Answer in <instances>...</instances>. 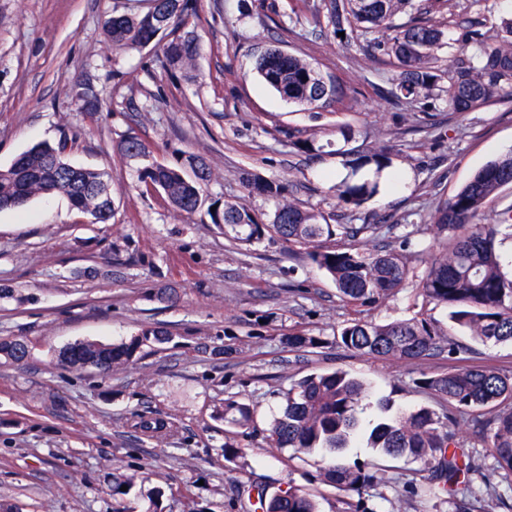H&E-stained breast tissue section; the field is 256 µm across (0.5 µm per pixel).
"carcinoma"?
<instances>
[{"label": "carcinoma", "instance_id": "1", "mask_svg": "<svg viewBox=\"0 0 512 512\" xmlns=\"http://www.w3.org/2000/svg\"><path fill=\"white\" fill-rule=\"evenodd\" d=\"M311 15L337 34L361 31L378 37L364 48L369 56L386 55L399 68L390 94L414 103L431 91L439 80L437 51L444 45L445 31L429 16L430 5L416 0H309ZM193 0H150L147 11L113 16L105 34L112 47L161 52L168 67L189 70L199 51L194 33L183 31ZM414 17L406 26L394 18L406 11ZM465 55L453 60L454 76L448 85V107L469 112L476 106L512 97V16L501 20L490 38L469 25L460 35ZM256 71L265 85L290 104L308 110L321 109L341 99L336 84L308 60L276 45L256 55ZM67 145L38 143L0 168V209L23 207L31 198L63 194L82 215L98 223L108 222L114 206L106 205L97 189L109 184L107 174L78 167L65 158ZM116 149L126 159L145 161L138 180L147 192L160 194L179 213L192 214L203 203V190L212 179L205 159L189 155L184 160L162 164L149 162L147 145L128 135ZM390 164L385 149L357 154L349 160L348 178L336 185V195L346 206L360 207L379 192L380 184L359 176L367 169L380 173ZM251 191L279 199L270 222L259 219L241 202L216 205L212 223L224 225V235L245 244H256L273 232L280 238L311 247V263L335 284L340 296L355 306L374 305L403 287L411 275L404 258L393 250H374L368 242L380 231L376 224H328L325 217L308 210L288 196V183L253 175L247 179ZM512 185V153L481 170L451 198L437 203L431 214L445 250L434 257L420 280V295L427 303L451 305V318L481 342L512 343V277L502 271L498 237L512 239V207L495 215L492 224H481L489 203L499 191ZM351 238L347 250H328L320 239L336 235ZM172 335L162 327L146 326L128 341L102 343L79 341L58 353L68 368H95L101 373L128 366L141 359L143 347L163 345ZM288 349L307 352L326 345L314 336L293 331L282 337ZM334 343L348 351L382 358L420 360L448 353V370L423 376L417 382L436 406L385 416L388 403H376L378 413L363 423L365 384L346 372L309 374L288 391L287 405L271 423L270 447L293 453H327L322 468L327 482L341 492L362 493L375 475L370 467L351 466L345 451L358 434L367 437V447L381 456L420 463L432 472V492L448 497L456 512H466L465 497L476 494L475 468L471 455L456 437V426L465 415L489 408L482 421L489 447L498 466L512 473V373L489 365L458 363L456 349L445 344L437 326L426 318L387 324L353 320ZM25 336L0 337V356L19 363L28 354ZM134 426L149 438H159L167 429L162 418L135 415ZM252 419L248 405L224 400V422L242 428ZM262 512H319L308 494L288 488L267 495L257 492Z\"/></svg>", "mask_w": 512, "mask_h": 512}]
</instances>
